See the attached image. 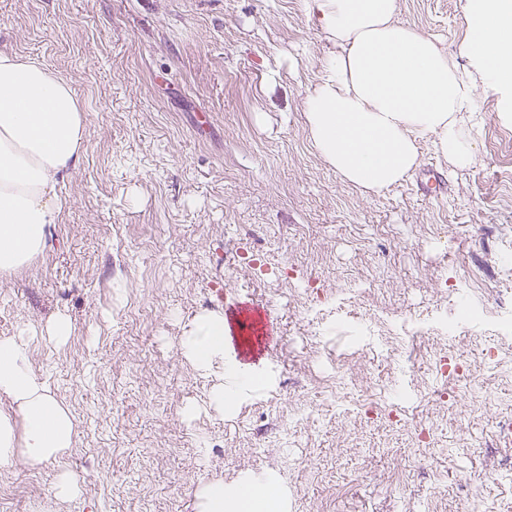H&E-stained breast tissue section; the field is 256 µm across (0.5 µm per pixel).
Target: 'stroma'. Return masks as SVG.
<instances>
[{
	"mask_svg": "<svg viewBox=\"0 0 512 512\" xmlns=\"http://www.w3.org/2000/svg\"><path fill=\"white\" fill-rule=\"evenodd\" d=\"M465 4L399 0L398 18L463 66ZM1 49L71 83L85 149L43 252L0 276V336L73 323L28 352L74 443L0 463V512H197L203 484L252 476L288 512H512L501 95H476L470 170L424 140L412 175L372 195L312 146L304 102L334 47L306 0H0ZM461 294L482 319L451 341L437 325ZM245 298L278 334L264 385L221 412L222 363L200 373L179 343ZM65 471L80 491L58 500Z\"/></svg>",
	"mask_w": 512,
	"mask_h": 512,
	"instance_id": "obj_1",
	"label": "stroma"
}]
</instances>
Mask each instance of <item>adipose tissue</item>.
I'll list each match as a JSON object with an SVG mask.
<instances>
[{
    "label": "adipose tissue",
    "instance_id": "ef3b65f1",
    "mask_svg": "<svg viewBox=\"0 0 512 512\" xmlns=\"http://www.w3.org/2000/svg\"><path fill=\"white\" fill-rule=\"evenodd\" d=\"M333 53L305 103L319 155L343 181L379 193L410 175L419 143L458 170L474 166L477 89L512 93V0H469L470 37L460 52L470 69L432 38L398 18V0H307ZM84 106L71 84L44 65L0 50V274L30 265L46 246L60 209L59 175L81 157ZM224 316H200L180 341L195 368L224 360L225 384L211 394L216 407L234 406L264 381L252 364L224 355ZM0 397L17 415L0 412V462L23 451L35 465L70 448L74 423L33 371L27 338L0 337ZM199 512H284L279 484L248 478L203 485Z\"/></svg>",
    "mask_w": 512,
    "mask_h": 512
}]
</instances>
